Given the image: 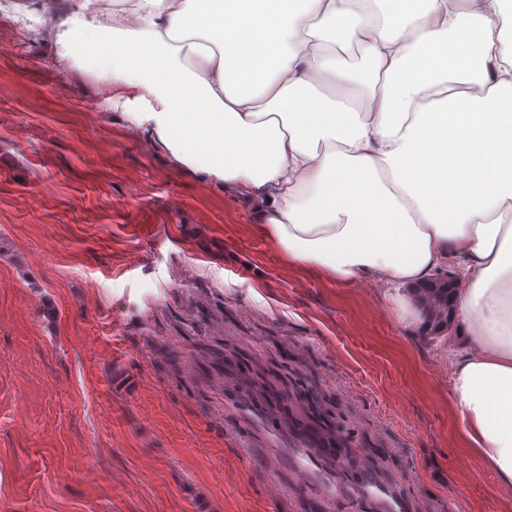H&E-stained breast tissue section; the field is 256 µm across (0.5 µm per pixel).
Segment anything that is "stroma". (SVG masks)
<instances>
[{
  "label": "stroma",
  "mask_w": 512,
  "mask_h": 512,
  "mask_svg": "<svg viewBox=\"0 0 512 512\" xmlns=\"http://www.w3.org/2000/svg\"><path fill=\"white\" fill-rule=\"evenodd\" d=\"M40 2L0 0V512H378L364 479L404 512H512L451 343L288 264L110 107V70L60 58Z\"/></svg>",
  "instance_id": "1"
}]
</instances>
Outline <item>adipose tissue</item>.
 <instances>
[{"label":"adipose tissue","mask_w":512,"mask_h":512,"mask_svg":"<svg viewBox=\"0 0 512 512\" xmlns=\"http://www.w3.org/2000/svg\"><path fill=\"white\" fill-rule=\"evenodd\" d=\"M507 2L384 0L377 27L361 0H53L48 31L61 56L111 68L113 108L248 204L290 264L376 283L404 323L410 288L454 269L450 398L512 489ZM458 84L468 111H432Z\"/></svg>","instance_id":"1"}]
</instances>
